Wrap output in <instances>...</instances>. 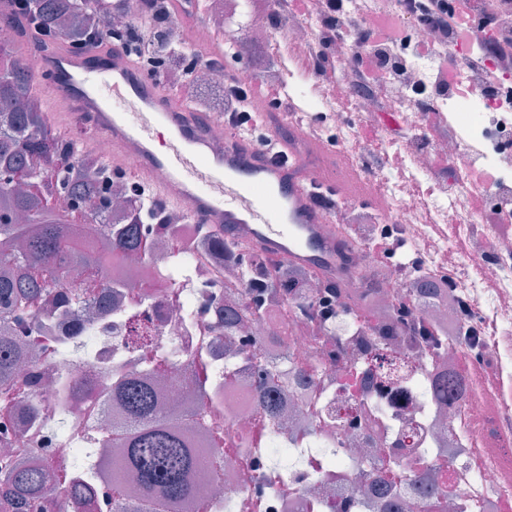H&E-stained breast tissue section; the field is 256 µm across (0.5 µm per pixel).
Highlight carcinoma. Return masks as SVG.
I'll list each match as a JSON object with an SVG mask.
<instances>
[{
  "label": "carcinoma",
  "instance_id": "carcinoma-1",
  "mask_svg": "<svg viewBox=\"0 0 512 512\" xmlns=\"http://www.w3.org/2000/svg\"><path fill=\"white\" fill-rule=\"evenodd\" d=\"M127 9L126 0H8L0 11V24L13 27L17 21L39 33L49 43L63 39L76 50L92 45L104 20ZM160 32L158 49L168 63H180V52L168 48L165 22L153 18ZM34 78L32 62L17 44L0 45V194H8L0 205V322L25 325L26 319L57 308L83 303L89 295L112 287L108 273L112 260L140 251L162 210L155 206L150 222L142 212L131 213L127 224L74 222L67 216L101 213L110 208L112 171L92 153L51 135L40 111L27 107ZM80 266L86 272L82 287L64 292L66 273ZM305 270L290 267L275 273L258 267L255 282L248 288L249 300L242 307L224 309V330L233 334L243 313L258 315L263 299L283 290L291 294L310 317L320 310L297 288ZM443 291L432 281L414 290L417 307L441 302ZM152 336L133 320L125 344L147 349ZM25 352L9 336L0 335V378L18 374ZM271 372L259 367L256 388L258 406L266 418L279 417V404L268 389ZM112 400L121 411L112 423V440L124 448L122 471L112 476V512H163L194 491L192 475L203 469L199 452L185 446L171 430L170 415L156 400L153 388L132 374L112 378ZM55 477L49 468L28 463L0 473V491L23 512L40 501L44 485ZM135 481L143 492L139 505L127 503L124 478ZM411 480L418 490L440 508L448 492L433 486L420 473Z\"/></svg>",
  "mask_w": 512,
  "mask_h": 512
}]
</instances>
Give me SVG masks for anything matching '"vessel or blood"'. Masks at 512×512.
I'll list each match as a JSON object with an SVG mask.
<instances>
[{
    "mask_svg": "<svg viewBox=\"0 0 512 512\" xmlns=\"http://www.w3.org/2000/svg\"><path fill=\"white\" fill-rule=\"evenodd\" d=\"M36 92L57 113L58 126L79 144L104 137L116 172L137 175L153 200L213 225L217 235L252 246L273 260L335 277L340 254L325 232L328 210L316 195L335 196L336 176L317 168L297 175L301 162L269 134L264 154L250 148L253 131L227 133L216 147L214 118L168 90L119 48L71 50L62 42L33 60ZM169 134L158 143L156 130Z\"/></svg>",
    "mask_w": 512,
    "mask_h": 512,
    "instance_id": "b4317fda",
    "label": "vessel or blood"
}]
</instances>
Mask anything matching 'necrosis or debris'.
Wrapping results in <instances>:
<instances>
[{
    "mask_svg": "<svg viewBox=\"0 0 512 512\" xmlns=\"http://www.w3.org/2000/svg\"><path fill=\"white\" fill-rule=\"evenodd\" d=\"M209 24L183 44L192 61L227 34L235 0H196ZM494 0H469L468 34L427 28L413 0H297L279 10L260 0L237 52L262 44L278 88L297 90L312 144L337 140L340 185L358 190L337 206L331 236L348 237L358 292L384 311L409 301L418 276L447 288L449 304L414 313V328L385 337L384 321L347 314L313 329L283 297L267 314L241 322L232 338L215 311L242 306L258 257L224 255L212 232L172 211L154 225L145 251L112 273V299L96 307L38 317L17 329L39 388L13 395L0 422V446L26 448L39 464L64 468L76 450L110 437L118 409L106 391L113 373L147 379L159 401L179 404L188 447L208 450L223 437L220 470L195 479L173 512H384L371 494L378 468L398 471L401 512H434L409 479L418 467L448 488L443 512H505L512 504V70L498 71L495 47L512 40V13L491 16ZM400 22L406 41L361 44L345 17ZM339 19L335 42L319 37ZM378 73L355 89L357 51ZM495 86H488V78ZM387 156L391 165L374 169ZM400 249L379 259L367 248L380 233ZM148 312L150 349L124 345L129 315ZM279 367L271 386L282 413L267 422L255 401L256 369ZM311 375L297 386L290 371ZM454 376L461 391L438 400L433 386ZM81 376L101 393H71ZM203 401H196L198 386ZM66 416V432L56 426ZM288 448V469L270 466L269 447ZM46 501L64 512H112V481L89 497L53 482Z\"/></svg>",
    "mask_w": 512,
    "mask_h": 512,
    "instance_id": "1",
    "label": "necrosis or debris"
}]
</instances>
